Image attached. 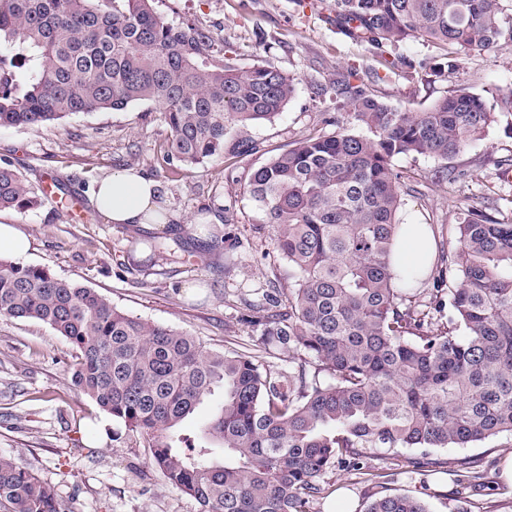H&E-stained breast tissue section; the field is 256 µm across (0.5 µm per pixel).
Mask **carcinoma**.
Masks as SVG:
<instances>
[{
    "mask_svg": "<svg viewBox=\"0 0 512 512\" xmlns=\"http://www.w3.org/2000/svg\"><path fill=\"white\" fill-rule=\"evenodd\" d=\"M154 0H0V127H41L76 114L159 104L167 158L196 165L254 149L251 128L284 110L297 79L265 63L243 68L209 54V36L160 15ZM336 26L375 49L423 39L461 53L512 49L504 0H333ZM349 122L299 139L252 173L246 194L276 229L293 272L267 293L253 323L268 344L318 363L283 376L249 354L212 351L171 327L128 315L84 284L0 257V316L35 320L77 352L72 379L112 420L147 443L149 460L200 512H309L335 468L371 471L364 449L469 448L512 434V221L468 208L436 277L393 270L404 177L399 155L448 160L493 123L512 131V93L490 107L455 89L415 111L346 77ZM43 205L11 163L0 164V210ZM448 285V326L431 331L412 305L418 286ZM284 310L271 314L269 307ZM204 439L182 423L216 393ZM224 453L216 454L213 443ZM473 483L470 458L454 462ZM0 512H65L52 483L0 456ZM365 512H428L406 494Z\"/></svg>",
    "mask_w": 512,
    "mask_h": 512,
    "instance_id": "obj_1",
    "label": "carcinoma"
}]
</instances>
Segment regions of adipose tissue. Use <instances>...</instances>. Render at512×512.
Masks as SVG:
<instances>
[{
    "label": "adipose tissue",
    "instance_id": "1",
    "mask_svg": "<svg viewBox=\"0 0 512 512\" xmlns=\"http://www.w3.org/2000/svg\"><path fill=\"white\" fill-rule=\"evenodd\" d=\"M160 187L133 169H125L99 182L93 204L109 223H156L160 212ZM432 257V242L426 225L407 224L394 248L393 264L401 268L423 265Z\"/></svg>",
    "mask_w": 512,
    "mask_h": 512
}]
</instances>
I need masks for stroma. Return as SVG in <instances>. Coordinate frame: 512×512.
I'll list each match as a JSON object with an SVG mask.
<instances>
[{
  "instance_id": "obj_1",
  "label": "stroma",
  "mask_w": 512,
  "mask_h": 512,
  "mask_svg": "<svg viewBox=\"0 0 512 512\" xmlns=\"http://www.w3.org/2000/svg\"><path fill=\"white\" fill-rule=\"evenodd\" d=\"M154 7L208 33L216 58L241 67L270 63L294 75L295 95L283 112L252 128L253 152L197 165L167 161L169 128L151 101L38 128L1 127L0 160L35 186L64 179L71 198L59 209L1 210L0 223L18 225L30 237L23 264L80 281L125 313L186 332L214 350L260 356L280 372L301 364L314 371L315 362H303L301 352L263 344L250 321V301L289 285L288 265L273 248L275 229L262 223L246 195L252 172L308 134L332 133L327 120L344 107L328 88L342 72L353 71L355 83L389 104L419 110L453 88L489 100L512 92V50L470 54L451 75L438 49L413 39L397 53L426 66L407 79L401 70L380 69L375 49L351 41L298 0H155ZM508 158L512 135L500 123L448 162L394 158L408 176L402 221L429 225L437 265L446 266L456 246L457 212L488 209L512 195L500 167ZM448 165L467 170L468 181L438 180ZM125 168L159 183L166 223L110 224L98 215L93 189ZM212 215L218 224L203 231ZM156 241L167 246L163 257L150 251ZM74 361L72 347L49 326L0 316V455L50 481L72 512H199L194 498L170 487L151 465L142 440L75 389ZM511 453L512 435L504 433L471 448L431 449L439 468L414 472L406 461L416 449L367 451L370 466L392 474L379 490L417 496L429 512H512V483L501 475ZM463 457L487 468L488 483L467 487L454 465ZM324 480L337 491L315 498L310 512H364L378 490L365 476L341 470Z\"/></svg>"
}]
</instances>
